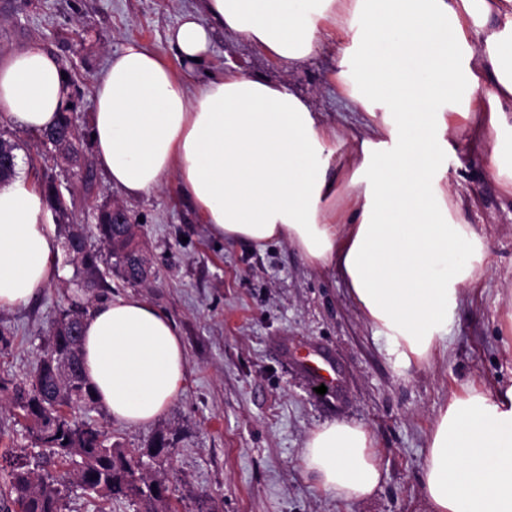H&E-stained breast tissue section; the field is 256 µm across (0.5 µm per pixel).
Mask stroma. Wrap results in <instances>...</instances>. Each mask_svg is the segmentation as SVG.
<instances>
[{"label": "stroma", "mask_w": 512, "mask_h": 512, "mask_svg": "<svg viewBox=\"0 0 512 512\" xmlns=\"http://www.w3.org/2000/svg\"><path fill=\"white\" fill-rule=\"evenodd\" d=\"M204 0H0V60L38 41L61 59L77 104L76 125L89 132L94 82L111 55L131 39L168 52L167 32ZM334 44L311 60L289 65L217 27L200 72L185 76L196 90L206 75L229 70L286 80L311 95L325 118L350 131L362 115L336 91ZM18 145L17 167L30 183L43 173L65 181L53 159L39 156L32 133L0 117ZM453 194L472 207L483 236L489 274L458 307L451 344L423 364L403 365L388 352L334 271L310 266L286 243L260 249L218 241L202 224L176 179L136 199L97 172L92 193L71 219L90 222L97 206L124 204L157 276L134 289L107 277L113 295L138 293L173 320L186 349L184 390L154 424L129 427L102 409L85 419L111 430L113 443L147 452L156 434L172 446L152 470L170 489L176 512H425L422 470L431 424L452 394L470 385L489 391L512 384V201L502 197L466 145L448 156ZM56 278L25 305L0 310V380L13 385L36 365L50 321L85 303L77 266L55 258ZM320 352L339 378L334 392L317 394L298 357ZM332 420L362 422L373 431L382 482L365 501L341 503L317 492L300 467L308 434Z\"/></svg>", "instance_id": "1"}]
</instances>
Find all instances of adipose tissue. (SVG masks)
Wrapping results in <instances>:
<instances>
[{
	"instance_id": "adipose-tissue-1",
	"label": "adipose tissue",
	"mask_w": 512,
	"mask_h": 512,
	"mask_svg": "<svg viewBox=\"0 0 512 512\" xmlns=\"http://www.w3.org/2000/svg\"><path fill=\"white\" fill-rule=\"evenodd\" d=\"M167 35L179 61L128 42L96 83L97 165L126 197L176 178L214 237L293 245L337 271L403 364L450 343L467 289L488 272L482 236L448 183L459 135L480 144L512 200V0H205ZM288 63L337 43L333 79L364 115L355 135L287 82L228 71L189 93L213 26ZM40 42L0 64V104L42 133L69 97ZM45 198L22 176L0 186V309L30 302L56 274L59 241ZM82 361L98 404L127 426L156 422L183 392L174 323L135 294L95 304ZM362 423L311 431L300 464L322 494L364 501L382 471ZM427 512H512V385L453 394L428 434Z\"/></svg>"
}]
</instances>
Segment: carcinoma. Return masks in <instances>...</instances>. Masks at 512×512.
Masks as SVG:
<instances>
[{"instance_id":"obj_1","label":"carcinoma","mask_w":512,"mask_h":512,"mask_svg":"<svg viewBox=\"0 0 512 512\" xmlns=\"http://www.w3.org/2000/svg\"><path fill=\"white\" fill-rule=\"evenodd\" d=\"M71 107L60 113L59 121L39 135L42 153L53 144L68 140V151L82 169L79 182L83 195L91 193L96 179L93 162L86 155L84 140L76 132ZM18 145L0 131V185L15 175ZM56 178L46 174L40 192L49 208L62 219L76 207V190L60 194ZM94 234L107 251L112 263L124 266L123 282L145 285L148 278L141 275L138 264L130 259L136 250L138 225L112 223V215L99 212ZM101 255L84 247L80 261L82 284L88 301L107 297L109 285L100 276ZM86 307L78 304L62 312L69 325L57 320L43 349L39 362L26 382L15 385L11 404L30 423L29 430L38 451L24 453L9 462L7 493L0 500V512H61V488L82 482L89 494L101 497L137 499L144 512H171L170 499L164 481L142 468V460L125 448L112 444V434L76 413L96 405L93 391L84 377L81 361L83 319ZM70 463L71 468L56 478L41 474L52 459Z\"/></svg>"}]
</instances>
